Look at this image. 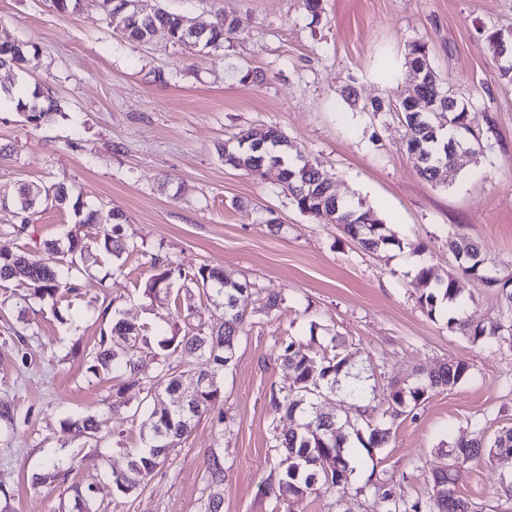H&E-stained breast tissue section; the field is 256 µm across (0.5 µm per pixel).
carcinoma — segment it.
<instances>
[{"label": "carcinoma", "mask_w": 512, "mask_h": 512, "mask_svg": "<svg viewBox=\"0 0 512 512\" xmlns=\"http://www.w3.org/2000/svg\"><path fill=\"white\" fill-rule=\"evenodd\" d=\"M101 8L114 29L131 43H146L155 30H167L172 44H186L181 26L182 15L162 9L145 14L130 7L118 6V0H100ZM238 26L235 19L221 17L206 32L204 38L224 43L227 35ZM36 46L19 43L11 47H0V69L18 67L27 54ZM406 64L413 70L430 66L427 47L413 43L406 54ZM448 109L453 124L448 129L438 128L435 118L426 119L414 111L405 101L395 106L406 127V149L414 158L419 175L429 181H438L441 171L452 168L456 158L451 149H443V165L428 158L436 151L438 142L455 136L470 141L474 134L468 102L448 93ZM16 109L28 113V119L40 123L58 112L57 102L41 91L17 100ZM250 134L243 133L231 147L220 148L224 163L250 171L253 153L243 142ZM292 197L297 208L324 223L337 224L345 234L356 240L368 253H376L391 246H401L400 240L387 225L364 208L361 202L337 200L336 191L326 184L318 167L305 175L297 176L291 182H277ZM19 193L38 198L39 205L62 206L70 203L68 189L63 184L51 187L23 186ZM79 221L65 234L64 240H46L41 254L33 256L21 250L16 253L0 252V283L20 280L26 284L29 297L34 299L54 298L62 293L77 290V275L87 271L98 262V254L106 253L117 262L123 255L135 248L120 234L123 213L111 209L104 212L92 209L83 212L80 202L73 203ZM95 224L100 234L90 242L83 228ZM448 253L458 259V272L494 287L502 294L507 306V319L512 323V278L488 275V259L480 245L463 233L448 236ZM151 267L157 270L144 285L143 296L160 305L173 301L176 314L168 319L170 333L150 336L146 329L127 322L117 316V311L104 309L102 316L112 315L109 326L101 330V336L87 354L88 371L97 376L115 374L120 378L118 387L112 389L113 401L123 399L125 391L136 388L143 394L133 416L144 415L141 432L148 438V445L142 448L126 449L128 462L124 470L114 471L105 485L96 482L74 490L75 512H106L116 496H126L142 487L146 478L178 447L191 431L192 424L209 413L220 397L218 376L224 372L235 354L236 347L245 334L246 313L253 288L246 282L240 283L224 278L218 268L201 266L193 272H184L173 266V262L158 255L150 256ZM193 284L184 290V296H172L173 276ZM417 277L430 291L420 297V302L433 317L443 309L452 312L448 325L459 326L465 335L475 342L500 346L505 343L502 321L485 323L466 314V303L460 298L452 273L441 277L424 266ZM208 300L222 301L227 318L218 328H207L192 323L197 314L195 296ZM332 356L316 359L307 345L293 336L282 341L279 358L283 366L292 373L293 384L284 390L272 393L270 406L275 414H283L290 420L299 419L297 428L283 435L275 436L279 448L278 475L268 485L267 491L277 499L292 503L310 494L316 483L328 488L340 487L348 482L351 464L363 463L373 458L377 448H383L390 441L391 426L404 413V408L419 406L428 392L435 389H452L470 371L464 362L448 361L423 374L414 387L391 384L382 394L365 386L356 375L343 387V402L357 408L359 415L352 421L340 422L336 416L323 413L315 403L323 390H333L338 376L347 368L348 359L344 346L330 338ZM187 354H199L211 360L212 368L204 372L212 382L204 386L192 401L190 410L185 411L171 401L167 405L157 402L153 390L154 376L167 379V393H180L182 382L193 377V373L182 371L175 365L176 358ZM152 357L154 373L144 365V357ZM378 400L385 409L382 419L376 420L368 412L371 402ZM65 424L74 438L87 444L97 443L106 421L97 414H87L68 419ZM452 464L435 469L431 473V493L425 499L411 503L395 495L393 488H377V501L381 512H473L470 502L456 491L455 468L466 462L483 459L490 464L512 460V427H504L488 436L478 430L470 437H459L448 452ZM62 461L48 457L39 473L34 475L37 484H51L61 476ZM224 453L215 450L208 458L204 481L207 495L206 512H220L224 491Z\"/></svg>", "instance_id": "obj_1"}]
</instances>
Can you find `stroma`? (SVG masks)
I'll return each mask as SVG.
<instances>
[{"label":"stroma","instance_id":"1","mask_svg":"<svg viewBox=\"0 0 512 512\" xmlns=\"http://www.w3.org/2000/svg\"><path fill=\"white\" fill-rule=\"evenodd\" d=\"M160 8L199 25L220 15L239 25L223 51L205 53L173 45L162 29L149 43H128L98 0L66 13L52 0H0V43L34 46L23 71L0 69V196L25 184L65 183L85 208L122 211V237L138 246L120 274L110 275L104 255L80 277L79 293L26 312L16 305L0 311V406L18 413L9 446H0V512H56L72 502L75 486L124 469L127 449L139 446L132 413L140 393L129 390L124 405H113L116 378L88 372L86 354L108 304L146 329L165 324L167 310L141 293L155 273L153 254L186 271L223 267L259 296L212 413L140 494L114 500L109 512H204L203 477L217 447L226 469L220 512H374L381 484L409 502L427 498L441 442L512 426V348L473 342L446 318L429 317L417 277L424 266L450 272L455 232L481 244L495 276L512 273V85L501 80L484 35L512 31V0H322L316 19L302 0H143L145 12ZM414 42L427 46L440 88L469 102L474 131L490 141L440 183L417 174L397 113L369 109L415 81L405 65ZM248 71L259 80L243 81ZM348 87L355 95L347 99ZM36 89L60 105L38 124L12 102ZM271 126L318 164L339 197L361 199L401 247L363 252L336 225L300 212L278 185L219 157L218 145L239 132ZM271 216L279 231L268 228ZM15 222L12 208L0 206V251L35 256L76 216L69 207H41L22 236ZM457 286L475 319L504 316L495 289L463 276ZM269 290L282 297L272 311L262 306ZM22 315L38 335L21 349L11 329ZM334 335L380 387L414 384L421 369L447 360L469 364L471 373L396 419L389 444L356 466L339 494L317 489L289 505L266 491L278 461L273 436L293 426L270 407L273 391L292 382L281 342L299 337L318 355ZM88 413L104 416L110 428L95 446L72 440L63 427ZM50 452L66 468L53 485H33ZM504 473L470 461L459 469L456 491L474 512H512V498L500 490Z\"/></svg>","mask_w":512,"mask_h":512}]
</instances>
